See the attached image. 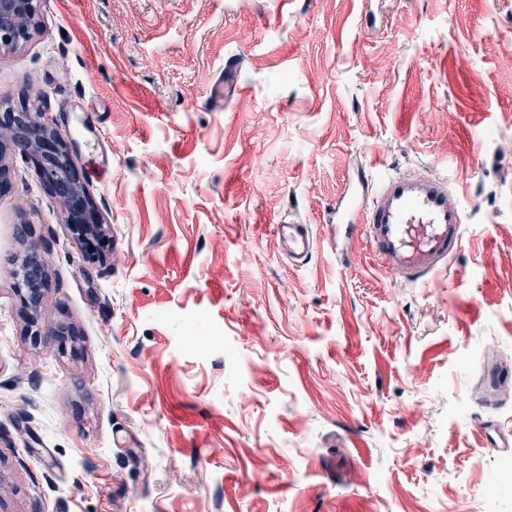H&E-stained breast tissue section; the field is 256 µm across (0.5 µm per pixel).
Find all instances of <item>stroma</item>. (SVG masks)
Returning <instances> with one entry per match:
<instances>
[{
  "label": "stroma",
  "instance_id": "35a3bbf8",
  "mask_svg": "<svg viewBox=\"0 0 512 512\" xmlns=\"http://www.w3.org/2000/svg\"><path fill=\"white\" fill-rule=\"evenodd\" d=\"M0 94L74 139L112 228L87 256L8 146L0 512H512L482 437L512 401L476 403L512 366V0H42ZM363 165L464 195L447 270L400 282L333 222ZM277 229L281 241L288 230V254L298 265H304L314 248V238L309 225L278 224ZM15 288L21 294L30 315L34 317L41 305L47 283L43 261L36 249L31 250L13 271Z\"/></svg>",
  "mask_w": 512,
  "mask_h": 512
}]
</instances>
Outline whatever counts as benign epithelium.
<instances>
[{"label": "benign epithelium", "instance_id": "7a95c632", "mask_svg": "<svg viewBox=\"0 0 512 512\" xmlns=\"http://www.w3.org/2000/svg\"><path fill=\"white\" fill-rule=\"evenodd\" d=\"M41 0H0V51L27 42L37 26ZM0 128L25 138L24 151L33 161L43 188L61 204L65 223L79 240L105 236L98 209L73 162L74 145L42 113L17 109L0 99ZM15 288L30 315L37 314L47 283L43 261L31 250L13 271Z\"/></svg>", "mask_w": 512, "mask_h": 512}]
</instances>
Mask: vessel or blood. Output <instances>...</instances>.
<instances>
[{
  "label": "vessel or blood",
  "mask_w": 512,
  "mask_h": 512,
  "mask_svg": "<svg viewBox=\"0 0 512 512\" xmlns=\"http://www.w3.org/2000/svg\"><path fill=\"white\" fill-rule=\"evenodd\" d=\"M464 200L447 178L415 170L365 174L347 184L336 204V221L347 231L363 227L374 257L390 274L414 282L442 268L462 247ZM288 254L305 264L314 248L309 225H279Z\"/></svg>",
  "instance_id": "1"
}]
</instances>
